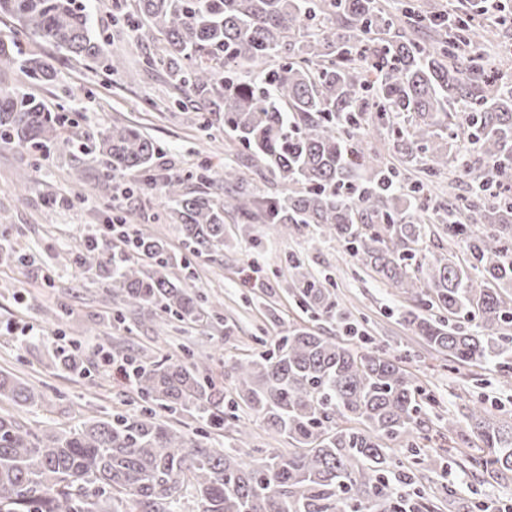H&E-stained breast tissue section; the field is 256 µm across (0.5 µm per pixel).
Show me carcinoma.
<instances>
[{"label":"carcinoma","instance_id":"1","mask_svg":"<svg viewBox=\"0 0 512 512\" xmlns=\"http://www.w3.org/2000/svg\"><path fill=\"white\" fill-rule=\"evenodd\" d=\"M480 5L448 18L403 0H134V29L163 45L146 64L194 102L204 126L221 124L290 192L259 200L238 191L218 202L184 191L210 180L202 165L159 183L179 233L195 256L224 248V214L271 224L282 235L313 224L371 276L410 301L403 320L450 361L512 373V84L477 52L486 29ZM13 23L0 39V79L21 73L35 86L53 67L23 48L31 34L76 61L111 74L118 61L92 36L82 0H0ZM387 134L400 166L363 145ZM0 142L53 149L77 145L100 162L107 181L146 171L161 147L131 124L95 133L49 109L33 91L0 86ZM467 154L468 191L445 204L432 195L448 160ZM434 221L448 250L416 245ZM25 265L0 224V262ZM69 263L83 281L106 283L99 322L211 325L217 307L190 283L187 257L135 230L115 243L93 233ZM295 296L314 316L333 319L330 289L298 272ZM355 350L333 336L293 329L274 348L225 361L230 395L214 390L206 362L140 357L133 384L147 404L58 430L25 427L0 413V512H422L405 495L420 458L402 460L394 441L413 442L432 399L387 349L362 336ZM53 364L83 370V354L61 350ZM42 401L33 385L0 371V402L21 410ZM244 405L287 448L256 450L234 425ZM195 412L205 432L190 438L170 416ZM471 412L484 454L475 472L512 473V424Z\"/></svg>","mask_w":512,"mask_h":512}]
</instances>
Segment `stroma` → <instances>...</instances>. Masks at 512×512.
<instances>
[{
    "label": "stroma",
    "instance_id": "obj_1",
    "mask_svg": "<svg viewBox=\"0 0 512 512\" xmlns=\"http://www.w3.org/2000/svg\"><path fill=\"white\" fill-rule=\"evenodd\" d=\"M83 2L93 32L109 37L106 54L121 56L128 69L109 76L89 63L70 60L50 44L26 42V49L56 70L55 80L36 89L42 101L53 109L80 113L89 131L116 120L137 124L162 148L154 163L156 173L184 174L208 159L218 171L227 164L236 166L242 176L240 190L256 197L287 193V184L260 170L255 157L231 147L223 129L202 131L193 113L175 105L162 69L140 66V59L157 55L159 44L137 40L128 27L115 24L116 14L131 0ZM76 168L82 176L77 183L70 178ZM130 182L131 189L116 200L98 162H76L66 150L44 158L32 150L0 144V222L13 225L18 251L36 257L31 266H0V369L21 375L43 395L41 405L20 411L22 424L58 429L87 416L139 413L134 392L104 372L100 359L104 351L118 358L144 350L174 358L182 347H191L209 355L207 375L213 387L224 392L228 389L224 350L262 353L292 324L315 325L323 335L339 337L356 348L360 341L348 331L353 324L392 354L404 357L407 368L436 397L427 415L428 436L417 442L424 463L413 486L430 512H478L480 502L491 507L512 502V474L477 480L466 461L467 456L480 455L484 446L467 424L469 410L481 400L497 420L511 422L512 383H505L491 366L450 369L447 356L431 350L403 322L405 297L367 275L334 242L318 237L314 227L282 237L272 225L247 226L236 213H227L223 251L194 259L191 267L200 293L221 310L223 323L194 329L148 322L129 332L105 328L88 334V327L106 309V288L78 280L66 255L94 225L110 220L116 211H127L140 229L163 237L173 253L184 252L176 222L163 216L165 203L159 191L142 173ZM64 196L72 198L71 206L57 205V198ZM298 261L326 278L344 321H313L299 304L292 294ZM60 306L70 313L63 324L49 316ZM30 325L42 331V338L18 343V333ZM52 336L67 344L80 342L89 375L63 372L50 363ZM446 486L455 488L454 498L443 495Z\"/></svg>",
    "mask_w": 512,
    "mask_h": 512
}]
</instances>
